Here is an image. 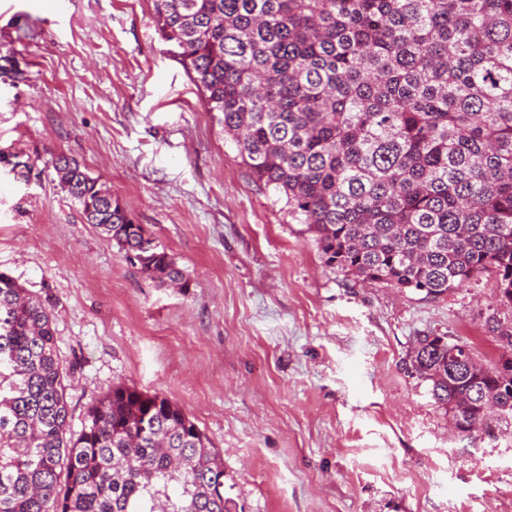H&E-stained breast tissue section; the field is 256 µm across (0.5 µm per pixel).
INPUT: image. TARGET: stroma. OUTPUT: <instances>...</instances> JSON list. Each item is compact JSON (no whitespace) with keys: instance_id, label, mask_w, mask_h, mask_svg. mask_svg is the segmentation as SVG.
<instances>
[{"instance_id":"stroma-1","label":"stroma","mask_w":512,"mask_h":512,"mask_svg":"<svg viewBox=\"0 0 512 512\" xmlns=\"http://www.w3.org/2000/svg\"><path fill=\"white\" fill-rule=\"evenodd\" d=\"M179 54L153 0H0V270L52 309L73 428L125 384L196 421L243 512H512V418L459 436L404 368L423 334L498 363L512 304L486 276L430 299L327 266ZM61 154L188 287L150 279L86 223L51 166Z\"/></svg>"}]
</instances>
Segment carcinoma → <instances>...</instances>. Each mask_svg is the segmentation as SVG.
Instances as JSON below:
<instances>
[{
	"label": "carcinoma",
	"instance_id": "obj_1",
	"mask_svg": "<svg viewBox=\"0 0 512 512\" xmlns=\"http://www.w3.org/2000/svg\"><path fill=\"white\" fill-rule=\"evenodd\" d=\"M164 40L256 182L325 262L437 299L478 275L512 304V0H154ZM63 189L149 278L188 287L79 164ZM415 337L406 368L453 429L490 426L512 356ZM51 307L0 271V512H232L224 462L169 398L117 385L71 426Z\"/></svg>",
	"mask_w": 512,
	"mask_h": 512
}]
</instances>
